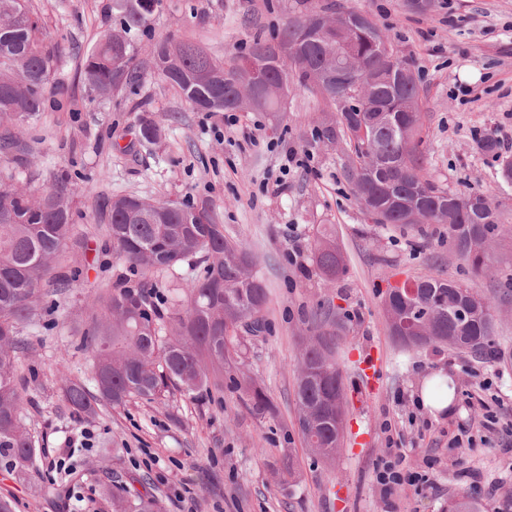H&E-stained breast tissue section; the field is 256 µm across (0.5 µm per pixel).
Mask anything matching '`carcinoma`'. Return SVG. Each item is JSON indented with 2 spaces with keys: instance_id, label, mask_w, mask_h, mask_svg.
<instances>
[{
  "instance_id": "1",
  "label": "carcinoma",
  "mask_w": 512,
  "mask_h": 512,
  "mask_svg": "<svg viewBox=\"0 0 512 512\" xmlns=\"http://www.w3.org/2000/svg\"><path fill=\"white\" fill-rule=\"evenodd\" d=\"M137 12L133 0H112L113 26L83 60L80 73L89 91L101 99L123 88L135 89L145 72L136 62L133 31L151 33V20L159 0H146ZM315 11L290 23L279 36L286 60L266 41L257 38L248 53L224 64L200 47L174 39L151 44L153 72L196 109L222 112L233 108L237 89L249 85L248 63L267 68L277 84L291 77L319 94L324 90L314 69L325 56L336 54V45L352 38L359 59L373 72L356 78L378 81L373 100L342 110L336 100L325 98L335 109L323 120L319 140L326 145L340 137L353 147L346 173L362 211L376 224L409 226L404 209L422 210L418 231L426 224L448 225L449 247L476 276L489 274L491 251L500 232L501 218L483 191L450 193L436 186L424 173L415 138L423 125L419 87L411 81L392 95L383 79L391 71L409 69L393 52L380 50L368 32L349 36L336 32L329 42L315 37ZM0 153L4 158L29 152L22 121L35 120L46 107L47 90L62 93L52 82L61 52L43 43L39 21L27 0H0ZM388 111L390 122L373 128L369 143L355 134L361 122L375 116L373 106ZM159 138V127L145 119L140 142L147 147ZM81 191L65 172L54 175L52 185L36 195L8 168H0V459L23 471L36 457L35 443L24 421V401L16 377L17 333L21 325L38 324L42 300L69 286L67 273L56 272L59 258L73 239V214ZM163 202L137 195H116L106 200L108 237L114 253L131 271L144 274L179 264H199L200 271L182 286L181 308L163 320L152 301L146 281L140 279L112 293L102 318L83 337L82 346L96 355V366L111 372L109 380L95 381L97 394L82 383L68 381L66 401L78 413L95 414L96 401L122 406L137 397L152 401L170 386L188 394L208 388L212 373L231 374V387L258 416L272 410V402L249 374L242 348L246 336L266 330L269 294L254 271L255 259L246 247L224 237L204 209L193 214V205ZM314 263L328 282L344 267L336 235L323 231L314 244ZM417 293L404 301L388 293L383 310L388 323L405 312L428 323L434 343L485 353L493 341L496 304L466 285L438 276L415 281ZM332 310L314 313L308 334L299 337L296 368V424L307 446L324 464L331 463L343 431L336 426V408L348 413L343 378L336 363V330L330 329ZM102 495L112 512H158L153 497L128 495L110 487Z\"/></svg>"
}]
</instances>
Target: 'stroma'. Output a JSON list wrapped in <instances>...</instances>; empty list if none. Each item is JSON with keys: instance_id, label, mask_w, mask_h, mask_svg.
<instances>
[{"instance_id": "35a3bbf8", "label": "stroma", "mask_w": 512, "mask_h": 512, "mask_svg": "<svg viewBox=\"0 0 512 512\" xmlns=\"http://www.w3.org/2000/svg\"><path fill=\"white\" fill-rule=\"evenodd\" d=\"M370 13L394 54L418 77L425 120L419 150L439 187L487 193L502 217L492 272L473 276L449 248L444 226L426 235L380 225L357 206L343 176L346 145L322 148L325 101L291 83L279 126L264 112L194 109L157 74L137 92L93 97L79 66L112 17V0H29L45 42L60 48L55 75L65 85L24 136L37 158L9 165L31 190L65 170L93 192L80 199L75 235L61 264L76 276L49 297L39 325L22 327L17 372L25 422L35 440L36 466L21 475L0 461V500L12 512H112L102 485L154 496L159 512H448L468 497L479 512H500L512 495V183L502 163L512 158V0H160L151 37L135 36L138 60H149V38L188 41L224 62L254 39L273 40L289 21L323 5ZM471 85L469 102L455 95ZM161 138L139 144L142 119ZM309 152L304 166H287L288 152ZM121 194L184 199L211 210L224 235L249 247L269 289L268 328L246 346L252 375L276 410L257 416L239 393L172 391L126 406L102 403L97 415L75 413L65 379L92 382L95 358L81 340L117 287L133 272L107 245L104 198ZM332 228L346 261L326 283L312 260L314 242ZM437 275L498 297L493 355L443 345L407 348L391 335L382 306L388 285ZM331 305L340 367L349 398L342 448L332 464L315 462L295 426L299 338L320 304ZM375 353L380 374L368 385L359 368ZM448 371L452 411L433 416L417 406L422 379ZM489 389H479L480 381ZM503 427L486 432L484 404ZM474 444L451 447L454 437ZM396 441L406 469L428 467L431 486L400 487L384 497L374 466ZM152 466H144L145 457Z\"/></svg>"}]
</instances>
